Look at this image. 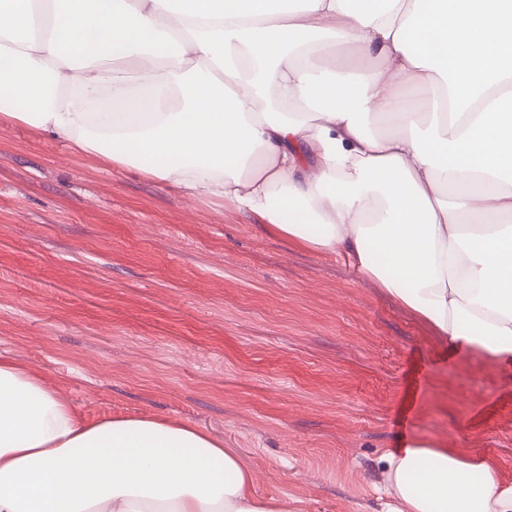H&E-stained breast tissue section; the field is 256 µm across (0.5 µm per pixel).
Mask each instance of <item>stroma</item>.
Listing matches in <instances>:
<instances>
[{
  "instance_id": "stroma-1",
  "label": "stroma",
  "mask_w": 512,
  "mask_h": 512,
  "mask_svg": "<svg viewBox=\"0 0 512 512\" xmlns=\"http://www.w3.org/2000/svg\"><path fill=\"white\" fill-rule=\"evenodd\" d=\"M0 355L87 419L222 440L290 512H380L379 457L414 439L512 483V371L343 255L2 115Z\"/></svg>"
}]
</instances>
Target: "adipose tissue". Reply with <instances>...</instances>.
I'll return each instance as SVG.
<instances>
[{
	"label": "adipose tissue",
	"instance_id": "adipose-tissue-1",
	"mask_svg": "<svg viewBox=\"0 0 512 512\" xmlns=\"http://www.w3.org/2000/svg\"><path fill=\"white\" fill-rule=\"evenodd\" d=\"M0 114L341 252L512 366V0H0ZM386 512H512L483 458L383 452ZM0 512H286L157 418L0 357Z\"/></svg>",
	"mask_w": 512,
	"mask_h": 512
}]
</instances>
